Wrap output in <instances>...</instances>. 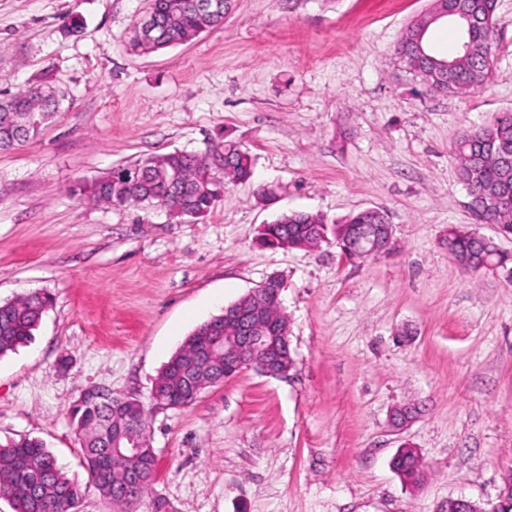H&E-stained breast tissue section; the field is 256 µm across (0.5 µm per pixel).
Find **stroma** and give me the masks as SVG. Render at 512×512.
<instances>
[{
    "label": "stroma",
    "mask_w": 512,
    "mask_h": 512,
    "mask_svg": "<svg viewBox=\"0 0 512 512\" xmlns=\"http://www.w3.org/2000/svg\"><path fill=\"white\" fill-rule=\"evenodd\" d=\"M146 0H0V98L46 85L41 134L0 151V301L52 298L31 344L0 357V442L42 439L78 512H114L91 482L71 409L104 386L149 407L158 459L140 512H445L493 506L512 470V275L463 272L443 240L474 224L452 149L512 110V0L494 63L464 97L416 91L395 48L430 0H233L217 28L152 53L130 46ZM230 138L252 178L202 219L97 204L73 186L119 165ZM386 210L389 256L335 243L272 250L288 212L336 222ZM295 365L246 369L185 408L153 406L186 337L271 273ZM413 406L401 430L392 409ZM417 449L424 482L390 467Z\"/></svg>",
    "instance_id": "35a3bbf8"
}]
</instances>
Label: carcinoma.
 <instances>
[{
    "label": "carcinoma",
    "mask_w": 512,
    "mask_h": 512,
    "mask_svg": "<svg viewBox=\"0 0 512 512\" xmlns=\"http://www.w3.org/2000/svg\"><path fill=\"white\" fill-rule=\"evenodd\" d=\"M434 8L448 12V23L467 16L472 24L459 33L467 45V59L454 66L455 58L439 56L428 41L430 28L420 20L404 29L396 48L400 63L416 83L427 91L465 96L489 80L488 58L494 48L496 0H432ZM218 12L204 14L195 0H148V10L135 27L147 22L153 39L141 43L131 38V46L143 53L184 44L221 24L229 9L228 0H218ZM34 102L40 126L29 127L22 136L7 121L17 111L16 103ZM59 99L52 87L21 90L0 101V151L15 148L35 138ZM512 152V111L499 112L487 124L465 130L454 148L457 173L466 186L469 207L478 224H494L502 237L512 236V166L504 161V151ZM139 177L130 182L107 172L90 183H80L73 192L90 202L117 206H139L165 202L175 218L205 216L220 198L219 188L234 181L246 182L253 173L254 160L240 143L226 139L213 154L204 158L170 152L145 158L135 164ZM383 209L360 210L339 223L329 224L323 216L305 212L284 213L260 230V240L273 248L309 249L334 238L338 243L357 242L361 224H382ZM448 253L460 263H471L482 245L464 226L448 228ZM52 300L45 292H29L0 302V356L30 343ZM124 396L83 393L73 413L75 431L89 476L99 492L115 503L120 512H133L128 501L129 473L138 471L140 495L144 498L156 474V456L151 448L138 458L112 450L114 435L127 429L121 421ZM394 469L406 485H418L425 475L422 459L406 454L394 462ZM0 496L9 499L13 512H76L79 489L58 466L56 457L39 438L21 437L0 442Z\"/></svg>",
    "instance_id": "obj_1"
}]
</instances>
